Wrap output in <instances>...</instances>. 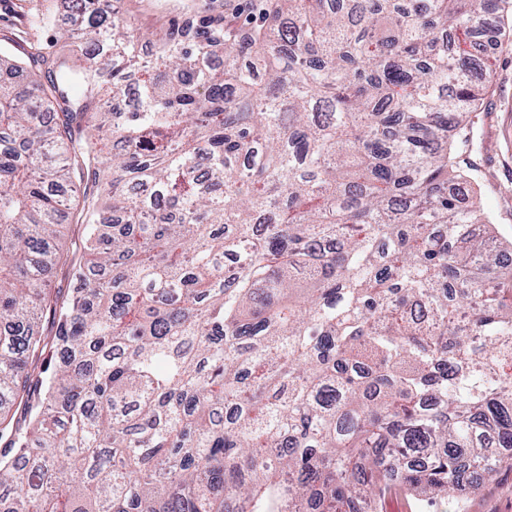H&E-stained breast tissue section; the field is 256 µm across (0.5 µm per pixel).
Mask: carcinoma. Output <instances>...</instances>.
<instances>
[{
    "mask_svg": "<svg viewBox=\"0 0 512 512\" xmlns=\"http://www.w3.org/2000/svg\"><path fill=\"white\" fill-rule=\"evenodd\" d=\"M53 2L80 52L0 76V512H375L512 459V265L456 161L512 0L204 3L149 60L121 0Z\"/></svg>",
    "mask_w": 512,
    "mask_h": 512,
    "instance_id": "obj_1",
    "label": "carcinoma"
}]
</instances>
